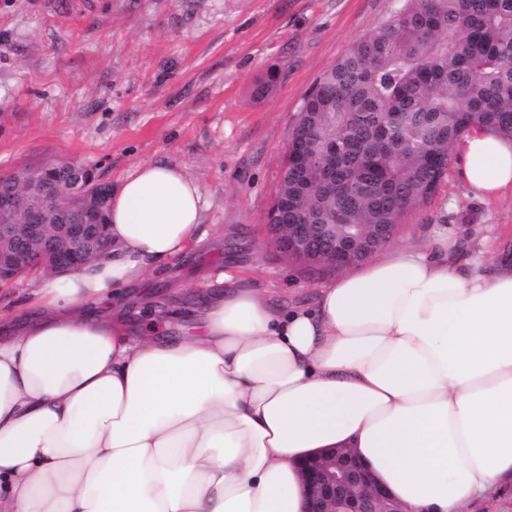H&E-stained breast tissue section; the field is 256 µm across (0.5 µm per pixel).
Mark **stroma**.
Here are the masks:
<instances>
[{"label":"stroma","mask_w":512,"mask_h":512,"mask_svg":"<svg viewBox=\"0 0 512 512\" xmlns=\"http://www.w3.org/2000/svg\"><path fill=\"white\" fill-rule=\"evenodd\" d=\"M398 0H0V173L67 159L112 183L169 163L199 184L205 239L130 296L132 327L187 323L195 290L228 273L271 290L286 309L313 307L329 274L272 248L264 217L296 116L316 78ZM280 72L255 97L256 80ZM447 227L461 248L512 254V193L475 199L456 163L430 202L404 217L396 242Z\"/></svg>","instance_id":"1"}]
</instances>
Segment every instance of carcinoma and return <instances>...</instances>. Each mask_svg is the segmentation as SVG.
<instances>
[{
	"label": "carcinoma",
	"instance_id": "1",
	"mask_svg": "<svg viewBox=\"0 0 512 512\" xmlns=\"http://www.w3.org/2000/svg\"><path fill=\"white\" fill-rule=\"evenodd\" d=\"M473 127L512 139V0H401L304 98L292 137L336 144V163L319 180L288 169V223H394L435 195Z\"/></svg>",
	"mask_w": 512,
	"mask_h": 512
}]
</instances>
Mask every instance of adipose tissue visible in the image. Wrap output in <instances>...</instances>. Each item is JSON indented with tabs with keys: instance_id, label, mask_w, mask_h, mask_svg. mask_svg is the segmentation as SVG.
<instances>
[{
	"instance_id": "1",
	"label": "adipose tissue",
	"mask_w": 512,
	"mask_h": 512,
	"mask_svg": "<svg viewBox=\"0 0 512 512\" xmlns=\"http://www.w3.org/2000/svg\"><path fill=\"white\" fill-rule=\"evenodd\" d=\"M462 183L512 191V140L455 145ZM183 169L136 166L112 251L0 310V512H302L297 462L354 449L411 512H470L512 483V259L439 231L282 309L204 294L180 335L112 302L204 236Z\"/></svg>"
}]
</instances>
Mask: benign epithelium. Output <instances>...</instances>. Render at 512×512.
Segmentation results:
<instances>
[{
  "label": "benign epithelium",
  "mask_w": 512,
  "mask_h": 512,
  "mask_svg": "<svg viewBox=\"0 0 512 512\" xmlns=\"http://www.w3.org/2000/svg\"><path fill=\"white\" fill-rule=\"evenodd\" d=\"M112 183L91 166L57 161L0 176V287L32 271L79 268L112 249L107 212ZM269 240L288 262L308 269L365 261L391 242L397 224H362L344 239L339 224H290L274 199ZM305 512H409L357 453L325 448L298 464Z\"/></svg>",
  "instance_id": "1"
}]
</instances>
